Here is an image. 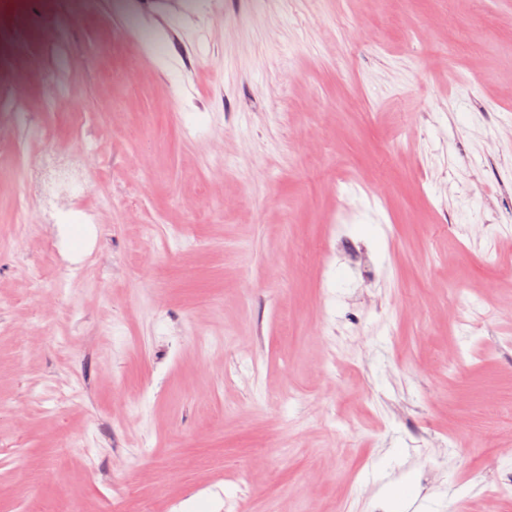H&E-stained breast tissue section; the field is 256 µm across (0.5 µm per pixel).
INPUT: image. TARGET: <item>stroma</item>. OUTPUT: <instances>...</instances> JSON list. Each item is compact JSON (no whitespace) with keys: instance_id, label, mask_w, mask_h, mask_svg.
<instances>
[{"instance_id":"35a3bbf8","label":"stroma","mask_w":512,"mask_h":512,"mask_svg":"<svg viewBox=\"0 0 512 512\" xmlns=\"http://www.w3.org/2000/svg\"><path fill=\"white\" fill-rule=\"evenodd\" d=\"M25 2L57 91L0 63V512H512V0ZM82 186L80 158L58 143L48 142L35 167L30 169L26 193L52 202L63 211L65 201Z\"/></svg>"}]
</instances>
